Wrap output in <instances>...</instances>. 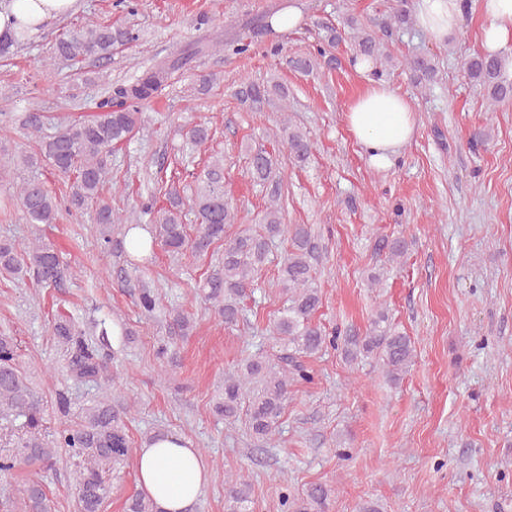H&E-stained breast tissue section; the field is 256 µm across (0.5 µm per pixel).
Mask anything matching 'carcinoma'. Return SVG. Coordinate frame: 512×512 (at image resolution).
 <instances>
[{"label": "carcinoma", "mask_w": 512, "mask_h": 512, "mask_svg": "<svg viewBox=\"0 0 512 512\" xmlns=\"http://www.w3.org/2000/svg\"><path fill=\"white\" fill-rule=\"evenodd\" d=\"M411 23L407 0H396L390 7L384 27H406ZM354 33L352 62L378 67L384 53L376 34L350 20ZM326 35L318 54L297 56L289 60L291 67L309 74L336 63L333 49L340 41L336 28L325 26ZM135 30L122 23L101 24L87 21L59 34L50 63L66 61L72 65L90 58H112V51L134 42ZM229 47L237 54L249 51L250 43L238 37H226L214 32L204 44L189 46L170 58L155 64L128 86H120L96 103L97 111L88 120L59 121L52 136L39 140V157L25 155L20 164L32 166L45 161L53 171L70 181L68 204L75 210L92 209L93 221L106 228L123 229V235L136 228L137 218L125 217L112 209V202L103 195L108 181L109 157L112 149L129 142L141 129L140 105L154 97L171 74L189 66L205 50ZM416 85L434 81L437 67L434 59L417 56L407 61ZM473 84L483 91L492 104L512 99V79L506 74L505 61L498 53H478L466 62ZM236 95L250 108L259 110L274 99L286 101L287 89L276 81L249 83L241 86ZM45 125L44 115L34 110L22 119L27 135H39ZM289 156L304 163L311 154L307 136L285 122L278 133ZM187 144L199 150L211 140L210 128L203 123L190 126L185 133ZM277 160L264 148L251 149L248 154V174L253 182L269 186V202L261 219V230L242 229L234 236L227 229L237 221V211L224 191V162L216 158L195 177L194 193L185 197L171 186L164 189L163 201L151 199L144 212L153 215L151 245L135 246L131 258L149 260L154 243H161L169 253L178 255L189 249L203 256L219 242L224 243V259L204 280L202 292L224 319V325L239 321L240 302L254 282L255 276L269 261L270 244L284 235L290 246L278 268V286L286 295L285 304L273 320L272 333L283 353L275 359L254 357L245 359L233 372L224 374V398L214 406V412L226 419L244 417L251 434L263 441L276 434L285 412L289 388L298 381L309 382L312 376L301 361L303 357L338 348L339 334L327 333L313 322L321 304V289L315 283L312 259L316 245L311 228L305 224H283L281 184L276 175ZM16 199L29 224H54L61 203L53 191L40 180H28L17 190ZM195 213V234L188 233L185 210ZM0 275L13 279L29 276L45 287L56 286L66 278V269L55 249L36 238L22 247L12 240H0ZM132 287L138 290V304L147 315L158 304L155 288L137 280ZM169 332L187 336L193 328L190 314L175 310L169 316ZM53 333L69 355L71 374L82 380L102 384L107 379L108 362L102 347L76 329L65 315H59ZM342 351L346 361L373 357L392 383L408 372L414 358L411 338L396 329L385 313H379L363 336H348ZM43 412V401L30 388L26 373L19 361L14 338L0 333V421L11 424L19 421L25 432L17 447L26 461L50 464L56 449L66 448L76 460L78 504L80 512H101L108 488L104 474L121 464L130 450V442L122 420V411L112 406L105 396L86 409L82 423L75 429L59 434L56 447H51L36 432ZM227 485L224 508L226 512H253L251 485L243 477L225 479ZM334 489L326 483L310 484L299 497L282 496L287 512H327ZM0 512H49L46 493L37 481L24 489L21 503L9 499L0 501Z\"/></svg>", "instance_id": "1"}]
</instances>
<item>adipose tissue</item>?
<instances>
[{
	"label": "adipose tissue",
	"instance_id": "ef3b65f1",
	"mask_svg": "<svg viewBox=\"0 0 512 512\" xmlns=\"http://www.w3.org/2000/svg\"><path fill=\"white\" fill-rule=\"evenodd\" d=\"M488 24L482 40L495 52L512 42V0H479ZM76 0H0V40L35 33L48 21L70 12ZM464 0H418V26L442 42L456 33ZM345 119L364 147L370 163L378 168L413 137L416 113L409 101L381 82H369L350 104ZM137 485L156 512H190L211 481L212 473L190 440L176 435L149 441L136 452Z\"/></svg>",
	"mask_w": 512,
	"mask_h": 512
}]
</instances>
